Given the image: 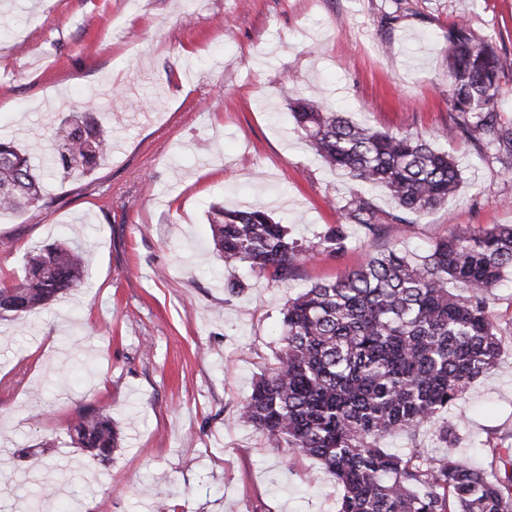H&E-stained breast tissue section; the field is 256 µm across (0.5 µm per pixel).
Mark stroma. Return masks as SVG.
<instances>
[{
  "label": "stroma",
  "mask_w": 512,
  "mask_h": 512,
  "mask_svg": "<svg viewBox=\"0 0 512 512\" xmlns=\"http://www.w3.org/2000/svg\"><path fill=\"white\" fill-rule=\"evenodd\" d=\"M460 19L512 56V0H0V137L45 149L85 104L112 135L93 172L45 175L49 207L0 214L14 243L0 284L64 239L89 271L62 300L0 320V512H336L332 476L237 418L276 362L288 299L366 251L423 255L451 232L512 224V171L457 139L456 197L375 238L342 225L343 248L286 283L224 263L208 212L260 204L303 241L340 225L356 192L396 212L383 187L305 152L288 104L323 98L377 130L437 132ZM491 310L499 363L442 416L475 456L512 434L511 275ZM91 404L124 434L106 464L67 433Z\"/></svg>",
  "instance_id": "stroma-1"
}]
</instances>
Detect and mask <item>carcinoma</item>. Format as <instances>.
Listing matches in <instances>:
<instances>
[{"label": "carcinoma", "mask_w": 512, "mask_h": 512, "mask_svg": "<svg viewBox=\"0 0 512 512\" xmlns=\"http://www.w3.org/2000/svg\"><path fill=\"white\" fill-rule=\"evenodd\" d=\"M446 54L453 115L442 138L491 145L512 170V124L502 120L498 102L512 59L463 20L448 27ZM290 110L311 152L352 181L382 186L401 212L434 209L459 191L454 157L423 133L356 124L320 99L294 98ZM49 147L50 160L70 177L103 160L110 141L100 125L73 115L52 129ZM43 204L31 154L0 139V210ZM341 215L374 237L402 220L362 194ZM209 224L220 257L281 282L314 249L335 251L343 240L339 224L303 244L260 205L215 206ZM508 274L511 224L452 233L419 258L396 248L368 252L341 278L288 301L283 347L241 404L240 419L272 447L311 458L331 474L341 488L337 512H512L506 438L484 449L492 479L462 452L433 458L416 444L405 453L383 447L393 435H416L498 364L490 297ZM84 278L78 245H48L29 258L20 282L0 287V319L56 302ZM68 430L72 443L102 463L119 445L112 415L101 407L82 408Z\"/></svg>", "instance_id": "cac0c4a2"}]
</instances>
